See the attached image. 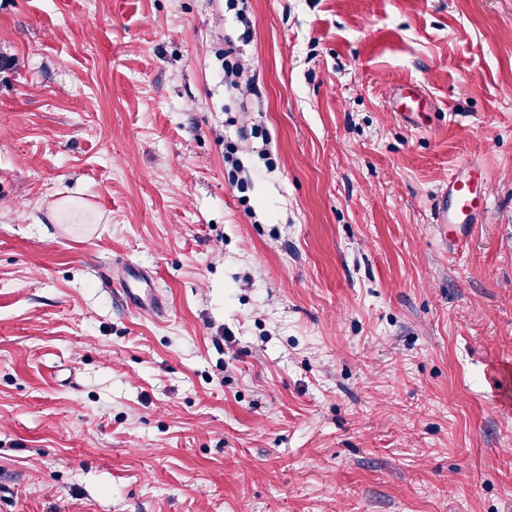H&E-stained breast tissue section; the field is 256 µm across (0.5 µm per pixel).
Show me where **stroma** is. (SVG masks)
Masks as SVG:
<instances>
[{
	"label": "stroma",
	"instance_id": "obj_1",
	"mask_svg": "<svg viewBox=\"0 0 512 512\" xmlns=\"http://www.w3.org/2000/svg\"><path fill=\"white\" fill-rule=\"evenodd\" d=\"M1 54L0 512H512V0H0ZM473 174H481L479 169L470 167L467 174H457L448 179V188L443 190L437 202L436 223L459 226L456 236H464L469 224L479 220L485 200L475 189Z\"/></svg>",
	"mask_w": 512,
	"mask_h": 512
}]
</instances>
